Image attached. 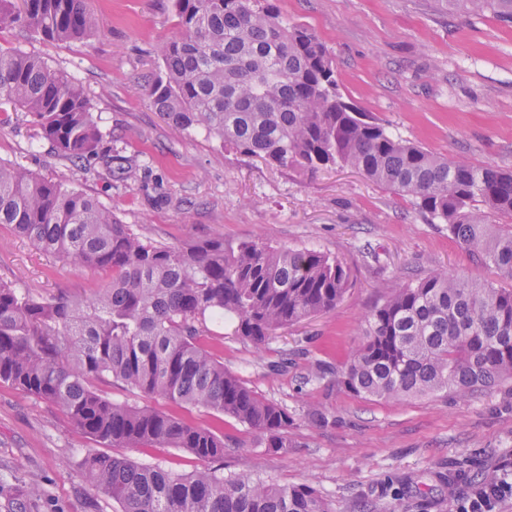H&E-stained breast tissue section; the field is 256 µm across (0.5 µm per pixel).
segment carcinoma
Here are the masks:
<instances>
[{"label": "carcinoma", "mask_w": 512, "mask_h": 512, "mask_svg": "<svg viewBox=\"0 0 512 512\" xmlns=\"http://www.w3.org/2000/svg\"><path fill=\"white\" fill-rule=\"evenodd\" d=\"M512 23V0H444ZM179 35L162 54L148 96L183 132L203 129L280 168L351 167L415 200L448 225L482 263L512 277V173L448 160L389 132L347 102L326 45L286 25L260 0H175ZM42 40L97 32L89 0H0V27ZM25 112L76 174L96 160L134 180L136 168L100 151L103 132L81 86L32 54L0 49V112ZM0 224L74 265L112 271V282L79 298L36 295L0 282V383L49 401L93 441L109 447L180 448L201 466L181 473L89 449L81 472L117 512H336L308 483L280 485L226 475L224 431L150 406L112 400L119 384L151 400L230 417L268 448L288 447V410L224 369L206 337L228 324L263 346L279 331L336 306L343 263L312 249L264 240L158 244L121 223L112 208L71 180L0 162ZM512 380V289L433 272L394 292L366 318L342 384L365 398L404 401L436 392L467 396ZM32 487L5 506L30 512Z\"/></svg>", "instance_id": "cac0c4a2"}]
</instances>
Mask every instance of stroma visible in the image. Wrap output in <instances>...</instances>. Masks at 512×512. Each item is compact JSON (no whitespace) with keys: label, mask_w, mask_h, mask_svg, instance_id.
<instances>
[{"label":"stroma","mask_w":512,"mask_h":512,"mask_svg":"<svg viewBox=\"0 0 512 512\" xmlns=\"http://www.w3.org/2000/svg\"><path fill=\"white\" fill-rule=\"evenodd\" d=\"M288 24H302L328 47L346 101L390 132L448 158L512 171V27L493 14L442 8L437 0H272ZM99 32L47 42L0 28V47L41 57L84 89L105 138L102 150L139 166L138 181L95 167L84 191L121 223L169 245L223 237L335 256L350 280L328 312L281 331L263 348L231 327L211 341L226 370L287 408L288 445L267 448L232 418L191 412L224 426V470L258 473L282 485L309 483L336 512H453L458 498L512 462V381L467 398L439 392L402 402L365 399L341 383L365 319L403 282L437 270L497 288L512 278L477 264L407 196L355 169L309 174L265 165L202 131L175 133L148 97L163 46L178 33L174 0H90ZM30 117L0 125V160L53 179L68 178ZM111 272L75 267L0 225V281L35 294L89 295ZM289 358L287 369L271 366ZM322 365L319 380L308 374ZM320 406L312 424L307 404ZM94 442L55 405L0 384V500L36 485L35 512H113L79 468ZM141 463L191 471L178 448H111Z\"/></svg>","instance_id":"1"}]
</instances>
